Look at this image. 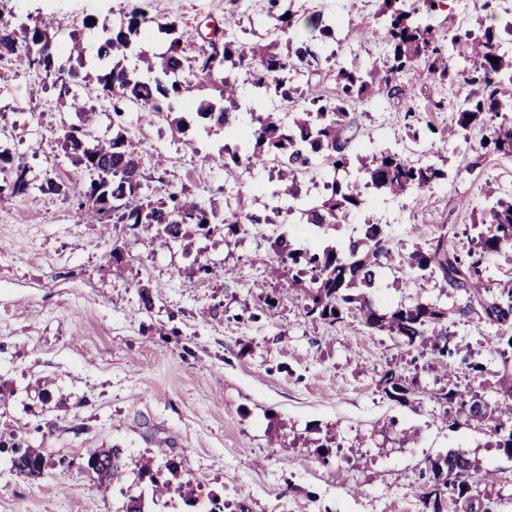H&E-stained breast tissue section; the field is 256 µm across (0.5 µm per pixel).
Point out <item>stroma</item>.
<instances>
[{
  "instance_id": "1",
  "label": "stroma",
  "mask_w": 512,
  "mask_h": 512,
  "mask_svg": "<svg viewBox=\"0 0 512 512\" xmlns=\"http://www.w3.org/2000/svg\"><path fill=\"white\" fill-rule=\"evenodd\" d=\"M381 0H293L297 34L313 55L292 79L299 93L279 103L281 117L300 111L309 95L335 98L339 68L370 69L389 46L368 38ZM131 0H12L0 20L20 25L53 16V42H83L81 80L60 95L40 68L0 60V131L14 144L32 180L22 196L0 200V439L40 449L47 460L35 477L16 474L0 452V512H121L128 495L148 486L141 457L164 450L182 490L172 500L213 494L224 512H427L421 494L430 463L457 451L476 466L474 482L512 512V455L495 447L494 419L512 416L496 392L503 361L487 358L475 379L459 362L440 366L422 348L369 331L355 316L328 325L305 314L303 289L269 278L277 257L251 225L210 230L185 225L186 240L148 237L128 224H85L75 198L41 192L46 179H88L63 148V128L89 124L111 138L112 109L88 94L101 67L102 24H113ZM148 12L196 34L213 23L246 42L267 41V0H148ZM314 14L336 24L329 41L305 25ZM98 26L85 28L87 19ZM437 35L494 26L512 53V0H440L425 16ZM396 98L349 104L353 167L379 149L446 173L421 196H374L364 220L388 225L394 251L408 254L447 235L459 252L478 240L486 183L512 194V156L485 149L484 123L457 125L460 98L481 95L461 77L396 78ZM189 130L171 132L165 116L127 115L139 141L149 195L188 192L233 210L265 212L283 222L269 169L216 166L223 136L207 134L187 115ZM209 264L231 279L199 273ZM274 306H267V299ZM384 307L432 299L452 305L437 279L410 285L384 272L373 294ZM395 369L412 381L406 401L379 383ZM455 377L494 405L493 420L456 415L434 394ZM102 448L120 449L124 468L108 493L85 472Z\"/></svg>"
}]
</instances>
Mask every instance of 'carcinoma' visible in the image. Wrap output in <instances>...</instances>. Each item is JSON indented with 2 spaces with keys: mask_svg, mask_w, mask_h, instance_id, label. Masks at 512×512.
I'll return each mask as SVG.
<instances>
[{
  "mask_svg": "<svg viewBox=\"0 0 512 512\" xmlns=\"http://www.w3.org/2000/svg\"><path fill=\"white\" fill-rule=\"evenodd\" d=\"M146 0L122 13L119 25L103 27L97 57L107 61L115 56L135 54L142 67L131 69L116 62L97 76L96 97L112 100V124L117 128L109 140H99L80 128L63 131V141L72 151V161L90 175L89 185L67 186L53 180L40 185V190L78 200V210L89 223L102 224L114 217L116 222L142 227V231L164 234L178 240L182 227L194 224L206 229L220 222L229 228L240 224H267L269 220L255 212L233 213L218 219L216 212L189 197L184 191L168 193L167 200L157 204L142 193L140 143L125 131L127 105L133 103L150 113L183 102L193 86L209 82L215 86L218 99L202 102L197 116L206 121L207 131L222 132L237 141L236 150L224 156H211L224 168L266 167L277 170L279 187L272 196L299 209V220L314 234L335 230L365 210L369 201L362 189L372 187L387 197L418 195L431 188L443 173L433 164H418L397 157L391 150L372 155L357 172L349 170L351 139L347 129L351 124L347 105L354 99L386 95L397 97L402 88L393 81L397 73H411L419 79L438 75L442 78L456 73L471 83H479L484 94L465 99L458 111V125L465 130L476 122H485L502 112H512V56L500 53L493 28L485 29L480 38L466 43V52L457 50L461 36L442 42L431 27L417 17V10L407 9V0H382L379 27L372 37L390 44V55L369 71L341 68L337 75L339 93L334 99L320 96L308 98L306 107L295 112L288 121L267 108L268 98L276 96L290 101L298 93L289 74L297 63L306 61L312 51L306 43L293 46L288 40V53L278 51V42L240 43L225 33L223 40L199 49L194 59L186 56L182 38L171 40L167 50L151 55L138 48L141 32L156 25L164 34L176 32L173 22H155L144 7ZM269 14L274 16L275 30L286 33L293 27V18H285L280 0H269ZM51 18L32 26L15 29L0 25V59L23 55L31 66L42 68L60 86V93L70 92V83L77 72L57 64L59 54L72 59L83 57L77 39L57 52L50 36ZM498 59V63L491 59ZM243 69L251 77L254 97L243 105L238 99L236 70ZM485 147L502 154H512V125L492 127ZM322 169L330 179L327 194L317 201H305L295 193L298 177ZM11 181L0 186V196L25 195L30 189L27 167L21 163L12 167ZM487 197L492 206L485 214L486 231L476 246L459 254L440 235L429 246L417 248L406 256H396L391 237L383 224H363L359 233L338 246L317 250L297 249L286 232L270 238L279 257V268L296 270V278L309 277L306 314L329 325L342 322L345 316L356 314L365 327L397 336L409 347H422L431 357L440 360L462 356L469 373L479 378L486 371L481 353L461 350L459 342L448 331V319L472 314L496 328L488 343L487 355L507 358L512 352V281L498 288L483 283L486 259L512 246V198L498 196L490 188ZM395 270L409 280L438 278L452 292L461 295L459 304L444 308L437 303L416 300L392 309H382L373 301L380 273ZM379 383L385 393L403 400L413 390L396 371L382 372ZM439 398L455 406L456 414L467 420L482 422L492 409L481 397L450 380L440 388ZM497 446L512 455V423L500 422L493 428ZM12 469L23 476L41 474L45 459L37 448H23L11 460ZM123 467L121 450L102 448L90 455L86 471L102 490H107ZM431 469L439 482L424 493L425 505L432 512H443L442 502L451 499L461 512H493L494 498L476 491L473 481L475 465L463 455L449 451L431 461ZM142 474L151 475L154 498L170 493L171 480L160 475L161 467L149 459L141 466Z\"/></svg>",
  "mask_w": 512,
  "mask_h": 512,
  "instance_id": "carcinoma-1",
  "label": "carcinoma"
}]
</instances>
